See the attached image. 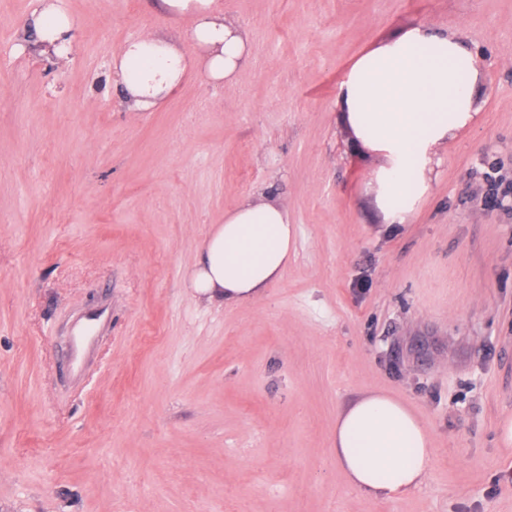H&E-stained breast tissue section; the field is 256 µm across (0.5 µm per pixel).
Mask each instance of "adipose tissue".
I'll use <instances>...</instances> for the list:
<instances>
[{
  "label": "adipose tissue",
  "instance_id": "adipose-tissue-1",
  "mask_svg": "<svg viewBox=\"0 0 512 512\" xmlns=\"http://www.w3.org/2000/svg\"><path fill=\"white\" fill-rule=\"evenodd\" d=\"M214 0H160L161 8L191 20L206 78L233 85L249 59V39L225 20ZM35 45L65 58L75 21L61 0H41L27 20ZM191 66L177 43L157 34L127 41L111 69L134 111L157 107L176 93ZM477 59L459 35L418 25L370 48L347 68L338 101L356 143L382 160L369 181L385 223L403 224L430 189L438 153L477 115ZM295 227L276 201H243L206 240L189 286L210 304L251 300L288 265ZM336 462L360 492L402 496L427 478L434 448L428 427L403 402L362 397L336 424Z\"/></svg>",
  "mask_w": 512,
  "mask_h": 512
}]
</instances>
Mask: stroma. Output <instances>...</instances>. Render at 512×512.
Instances as JSON below:
<instances>
[{"label":"stroma","instance_id":"1","mask_svg":"<svg viewBox=\"0 0 512 512\" xmlns=\"http://www.w3.org/2000/svg\"><path fill=\"white\" fill-rule=\"evenodd\" d=\"M250 36L233 86L196 75L128 108L126 41L187 20L158 0H65L66 59L22 53L38 0H0V512H512V0H217ZM426 24L460 33L478 116L408 223L387 225L337 103L349 63ZM297 227L262 296L188 286L226 212ZM429 427L424 483L355 490L352 401Z\"/></svg>","mask_w":512,"mask_h":512}]
</instances>
